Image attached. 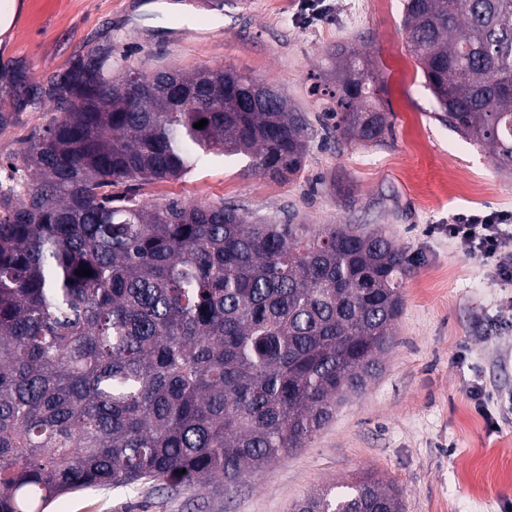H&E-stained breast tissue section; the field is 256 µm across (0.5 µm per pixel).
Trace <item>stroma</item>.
Here are the masks:
<instances>
[{"instance_id":"stroma-1","label":"stroma","mask_w":512,"mask_h":512,"mask_svg":"<svg viewBox=\"0 0 512 512\" xmlns=\"http://www.w3.org/2000/svg\"><path fill=\"white\" fill-rule=\"evenodd\" d=\"M308 22L300 0H0V184L25 139L57 117L53 93L97 52L112 73L226 67L276 85L309 124L301 172L287 181L243 158L116 195L224 204L296 224L383 229L413 273L380 375L304 449L222 492L206 487L86 490L50 512H294L328 486L366 474L392 482L404 512H512V313L479 259L444 229L470 211L512 213V174L438 120L402 27V0H332ZM369 53L381 141L341 139L330 111L333 53ZM497 390L483 416L468 386Z\"/></svg>"}]
</instances>
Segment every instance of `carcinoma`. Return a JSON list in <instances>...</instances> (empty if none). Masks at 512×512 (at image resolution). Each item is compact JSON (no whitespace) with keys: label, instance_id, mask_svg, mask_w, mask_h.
I'll list each match as a JSON object with an SVG mask.
<instances>
[{"label":"carcinoma","instance_id":"cac0c4a2","mask_svg":"<svg viewBox=\"0 0 512 512\" xmlns=\"http://www.w3.org/2000/svg\"><path fill=\"white\" fill-rule=\"evenodd\" d=\"M437 118L512 170V0H404ZM336 129L377 141L369 58L336 48ZM0 190V512L144 482L219 492L308 447L393 347L411 273L381 231L251 223L237 208L112 187L240 156L300 172L306 120L233 69L128 68L104 53ZM205 119L207 124L194 127ZM86 268L92 275L76 274ZM296 512H403L367 476Z\"/></svg>","mask_w":512,"mask_h":512}]
</instances>
